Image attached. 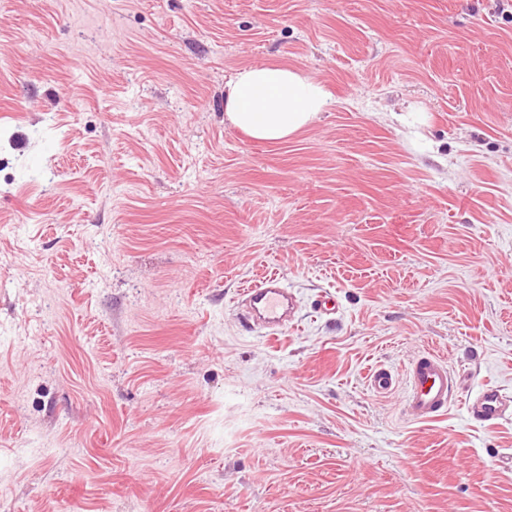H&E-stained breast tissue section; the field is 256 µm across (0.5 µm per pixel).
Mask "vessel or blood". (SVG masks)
Listing matches in <instances>:
<instances>
[{"mask_svg":"<svg viewBox=\"0 0 512 512\" xmlns=\"http://www.w3.org/2000/svg\"><path fill=\"white\" fill-rule=\"evenodd\" d=\"M242 319L246 327L279 328L294 321L299 302L276 274H268L248 285L241 293ZM404 415L413 422L442 416L448 409L457 381L441 357L427 351L413 357L406 369ZM470 414L493 422L512 414V396L496 387H486L472 399Z\"/></svg>","mask_w":512,"mask_h":512,"instance_id":"1","label":"vessel or blood"}]
</instances>
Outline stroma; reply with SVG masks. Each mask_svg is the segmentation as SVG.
Returning <instances> with one entry per match:
<instances>
[{
  "label": "stroma",
  "mask_w": 512,
  "mask_h": 512,
  "mask_svg": "<svg viewBox=\"0 0 512 512\" xmlns=\"http://www.w3.org/2000/svg\"><path fill=\"white\" fill-rule=\"evenodd\" d=\"M0 52V512H512V0H0ZM272 62L332 96L274 145ZM330 98L300 68L254 65L239 69L224 86V117L253 140L279 143L307 129ZM242 319L246 327L279 328L295 320L296 295L276 274H268L242 289ZM406 379L402 406L407 419L431 421L448 410L457 381L437 353L426 351L413 357L406 369ZM469 413L484 422H494L512 414V397L497 387H485L472 399Z\"/></svg>",
  "instance_id": "obj_1"
}]
</instances>
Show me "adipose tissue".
<instances>
[{
	"label": "adipose tissue",
	"instance_id": "adipose-tissue-1",
	"mask_svg": "<svg viewBox=\"0 0 512 512\" xmlns=\"http://www.w3.org/2000/svg\"><path fill=\"white\" fill-rule=\"evenodd\" d=\"M330 101L313 76L296 67L239 69L224 87V117L253 140L279 143L307 129Z\"/></svg>",
	"mask_w": 512,
	"mask_h": 512
}]
</instances>
